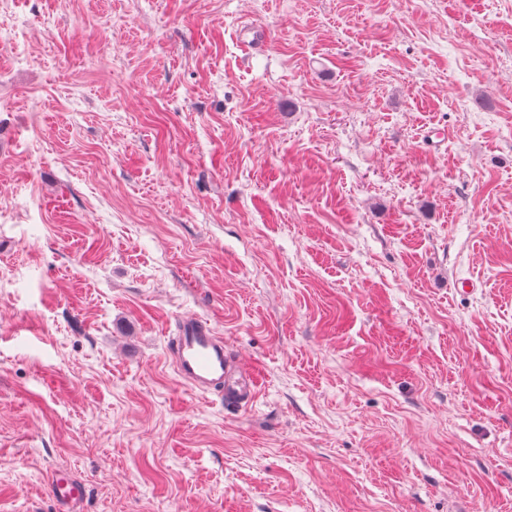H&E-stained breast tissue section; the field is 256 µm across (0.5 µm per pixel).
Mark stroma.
<instances>
[{
	"label": "stroma",
	"mask_w": 512,
	"mask_h": 512,
	"mask_svg": "<svg viewBox=\"0 0 512 512\" xmlns=\"http://www.w3.org/2000/svg\"><path fill=\"white\" fill-rule=\"evenodd\" d=\"M0 208V512H512V0H0ZM168 340L167 355L180 383L194 391L215 394L226 406H248L261 386L258 372L240 368L227 351L224 336L201 318L178 317ZM49 489L58 503V512H71L73 503L81 494L79 485L68 482L58 473L52 476Z\"/></svg>",
	"instance_id": "obj_1"
}]
</instances>
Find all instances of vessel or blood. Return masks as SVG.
<instances>
[{"mask_svg":"<svg viewBox=\"0 0 512 512\" xmlns=\"http://www.w3.org/2000/svg\"><path fill=\"white\" fill-rule=\"evenodd\" d=\"M168 359L180 383L192 390L214 394L228 406H247L255 401L261 376L240 368L227 351L224 337L206 320L176 318L168 340ZM58 512H71L81 494L79 485L53 475L49 484Z\"/></svg>","mask_w":512,"mask_h":512,"instance_id":"vessel-or-blood-1","label":"vessel or blood"}]
</instances>
